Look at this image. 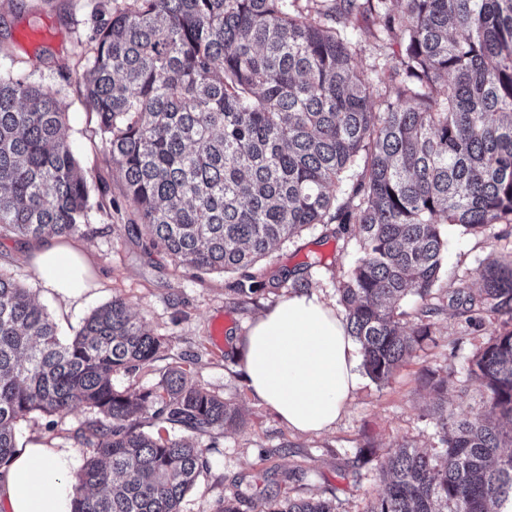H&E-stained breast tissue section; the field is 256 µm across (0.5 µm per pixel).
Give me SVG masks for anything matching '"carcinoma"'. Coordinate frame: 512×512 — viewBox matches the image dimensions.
<instances>
[{"label":"carcinoma","instance_id":"carcinoma-1","mask_svg":"<svg viewBox=\"0 0 512 512\" xmlns=\"http://www.w3.org/2000/svg\"><path fill=\"white\" fill-rule=\"evenodd\" d=\"M294 2L122 0L92 39L83 96L123 175L128 227L177 266L244 271L311 224L356 225L360 256L338 292L364 371L384 383L431 335L446 228L512 223V0H332L317 14L338 15L340 29ZM364 14L396 47L376 85L343 33ZM68 121L60 92L0 48V238L85 234L99 186ZM410 293L421 305L407 331ZM453 297L508 316L468 366L482 409L448 412V380L429 374L441 454L399 445L367 512H500L512 501V253ZM160 347L121 297L62 339L0 270V469L21 421L85 405L99 418L74 432L90 454L73 512H181L209 449L145 433L142 415L196 436L240 415L181 368L157 390L112 388V374ZM278 512L334 507L290 500Z\"/></svg>","mask_w":512,"mask_h":512}]
</instances>
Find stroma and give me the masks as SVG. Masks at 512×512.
I'll return each mask as SVG.
<instances>
[{"instance_id": "35a3bbf8", "label": "stroma", "mask_w": 512, "mask_h": 512, "mask_svg": "<svg viewBox=\"0 0 512 512\" xmlns=\"http://www.w3.org/2000/svg\"><path fill=\"white\" fill-rule=\"evenodd\" d=\"M113 7L112 0H0V45L9 49L17 70L41 75L44 86L59 91L68 106V134L80 144L81 163L108 201L95 215L93 234L71 239L87 264V291L80 303L45 287L27 240L0 238V269L12 273L66 334L113 297L125 299L162 348L148 366L114 373L116 391L157 389L169 370L183 368L192 382L239 409V426L196 437V444L209 451L210 468L186 494L181 512H215L228 498L237 501L240 512H273L288 499H323L335 512H367L384 488L380 465L399 444L432 453L441 448L425 374L447 377L449 410L464 413L479 406L482 393L468 381L466 370L473 355L501 330L503 319L488 311L481 315V326H473L466 313L449 306L448 297L453 286L472 279L489 259L512 252V224H492L477 234L449 228L441 285L432 291L438 312L429 339L388 382L359 374L345 411L330 429L301 433L288 428L249 390L228 337L245 334L256 317L291 293L290 285H268L285 271L309 277L312 290L339 308L336 288L359 255L356 227L314 224L276 245L251 268L263 286L247 297L233 290L237 274L199 275L175 267L146 237L129 233L125 219L110 205L122 197V175L96 135V116L83 99L91 38ZM349 37L355 60L368 75L391 71L395 60L382 37L358 29ZM218 328L223 338H215ZM94 417L82 405L62 417L33 414L22 422L19 442L69 447L82 463L89 450L77 443L74 432Z\"/></svg>"}]
</instances>
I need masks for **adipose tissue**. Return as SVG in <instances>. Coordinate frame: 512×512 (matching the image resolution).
<instances>
[{
	"mask_svg": "<svg viewBox=\"0 0 512 512\" xmlns=\"http://www.w3.org/2000/svg\"><path fill=\"white\" fill-rule=\"evenodd\" d=\"M30 255L46 287L69 300L80 299L78 252L44 239L33 244ZM233 342L251 389L288 427L321 432L345 410L356 381L355 345L344 317L316 293L282 297ZM75 465L70 448L41 443L17 448L0 470V512H72L67 476Z\"/></svg>",
	"mask_w": 512,
	"mask_h": 512,
	"instance_id": "1",
	"label": "adipose tissue"
}]
</instances>
